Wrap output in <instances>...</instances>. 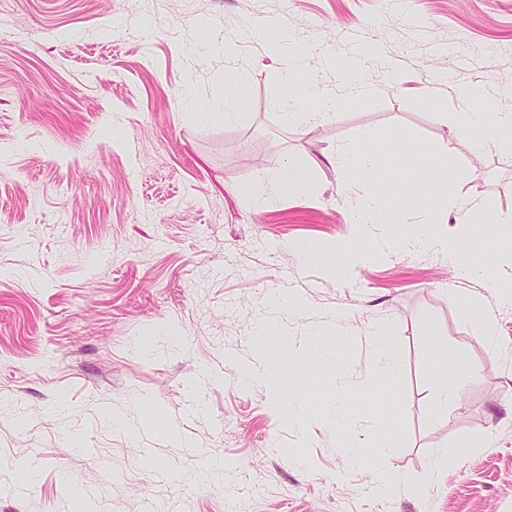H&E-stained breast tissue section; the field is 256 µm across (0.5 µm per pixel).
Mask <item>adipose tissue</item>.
I'll use <instances>...</instances> for the list:
<instances>
[{"mask_svg":"<svg viewBox=\"0 0 512 512\" xmlns=\"http://www.w3.org/2000/svg\"><path fill=\"white\" fill-rule=\"evenodd\" d=\"M365 58L349 61L340 85L322 87L312 85L317 105L315 111L303 110L299 100L288 97L281 107L289 121L310 126L335 118L336 109L345 96L363 98L373 89L364 84L361 73ZM496 89L488 83L475 85L463 91L461 111H447L441 97H434L431 105L435 118L448 125L449 141L441 145H417L416 156H399L398 166L384 168L377 150H362L344 143L336 148V165L341 173L342 186L349 201L351 237L336 248L338 262L336 276L351 275L356 264L363 260V243L373 239L391 248L401 245L408 251L440 250L448 255L457 274L469 280L487 279L489 288L502 303L512 305V292L503 290L502 282L512 277V253L505 256L498 278L488 279L485 261L472 260L471 240L460 235L436 234L434 227L443 214L451 210L470 213L479 224H511L512 214L502 215L467 200L452 196L448 191L447 168L455 154L456 145L474 150L495 148L508 161L512 160V111L489 114L483 112L479 100L491 97ZM427 160L426 166L416 164L417 157ZM399 210L410 218L413 228L402 239H395L385 217Z\"/></svg>","mask_w":512,"mask_h":512,"instance_id":"obj_1","label":"adipose tissue"}]
</instances>
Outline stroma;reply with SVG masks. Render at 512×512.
Segmentation results:
<instances>
[{
	"instance_id": "1",
	"label": "stroma",
	"mask_w": 512,
	"mask_h": 512,
	"mask_svg": "<svg viewBox=\"0 0 512 512\" xmlns=\"http://www.w3.org/2000/svg\"><path fill=\"white\" fill-rule=\"evenodd\" d=\"M281 30L307 52L305 82H339L327 54L373 50L377 94L287 122L279 103L299 87L267 51ZM228 40L245 69L232 124L217 116ZM483 81L502 90L488 112L512 106V0H0V512H512V308L434 253L368 242L356 276L329 272L351 233L337 145L393 166L447 141L431 95L454 112ZM291 160L310 191L273 194ZM453 164L457 197L512 213V163L462 147ZM276 289L300 307L271 319L267 350L311 331L333 349L294 362L301 428L287 389L238 383ZM376 333L399 365L388 382ZM438 352L463 385L448 417L433 413Z\"/></svg>"
}]
</instances>
